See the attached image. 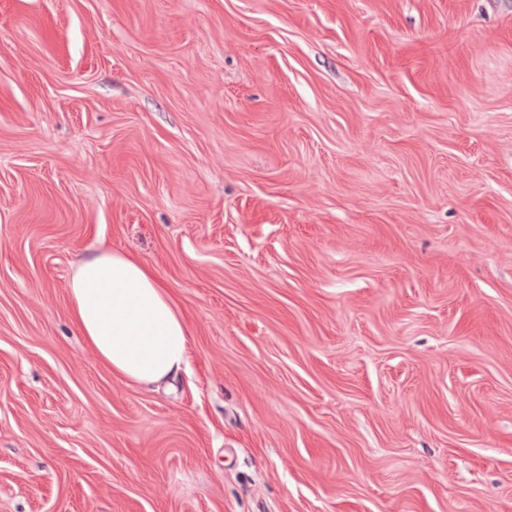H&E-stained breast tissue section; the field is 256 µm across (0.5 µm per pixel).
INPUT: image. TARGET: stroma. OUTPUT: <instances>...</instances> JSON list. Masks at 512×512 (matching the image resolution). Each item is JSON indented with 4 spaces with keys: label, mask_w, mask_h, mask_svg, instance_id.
<instances>
[{
    "label": "stroma",
    "mask_w": 512,
    "mask_h": 512,
    "mask_svg": "<svg viewBox=\"0 0 512 512\" xmlns=\"http://www.w3.org/2000/svg\"><path fill=\"white\" fill-rule=\"evenodd\" d=\"M0 512H512V0H0ZM75 326L112 373L138 384L177 377L188 365V328L170 291L125 252L79 259L68 280Z\"/></svg>",
    "instance_id": "1"
}]
</instances>
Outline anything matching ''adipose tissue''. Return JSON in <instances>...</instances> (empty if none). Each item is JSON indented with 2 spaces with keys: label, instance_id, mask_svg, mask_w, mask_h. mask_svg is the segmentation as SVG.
Wrapping results in <instances>:
<instances>
[{
  "label": "adipose tissue",
  "instance_id": "ef3b65f1",
  "mask_svg": "<svg viewBox=\"0 0 512 512\" xmlns=\"http://www.w3.org/2000/svg\"><path fill=\"white\" fill-rule=\"evenodd\" d=\"M75 326L114 374L138 384L177 377L188 365V328L170 291L125 252L79 259L68 280Z\"/></svg>",
  "mask_w": 512,
  "mask_h": 512
}]
</instances>
